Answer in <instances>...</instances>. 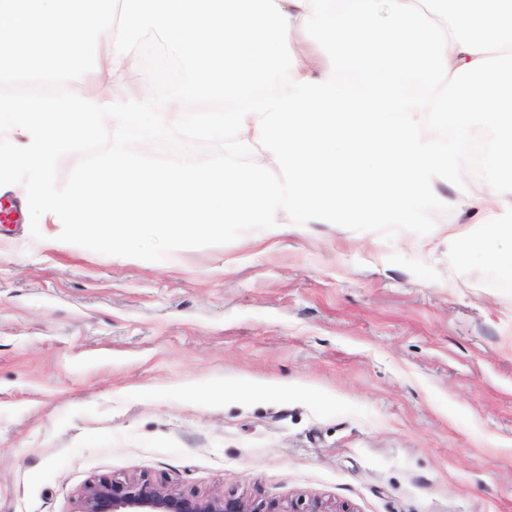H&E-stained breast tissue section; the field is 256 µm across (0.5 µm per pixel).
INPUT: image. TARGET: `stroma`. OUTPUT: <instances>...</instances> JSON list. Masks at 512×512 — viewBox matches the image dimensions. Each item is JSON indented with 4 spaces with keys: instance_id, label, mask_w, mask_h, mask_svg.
<instances>
[{
    "instance_id": "1",
    "label": "stroma",
    "mask_w": 512,
    "mask_h": 512,
    "mask_svg": "<svg viewBox=\"0 0 512 512\" xmlns=\"http://www.w3.org/2000/svg\"><path fill=\"white\" fill-rule=\"evenodd\" d=\"M0 225V512L104 479L279 512H512V295L445 236L309 224L159 262ZM254 381L250 398L205 397Z\"/></svg>"
}]
</instances>
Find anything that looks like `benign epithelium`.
I'll return each mask as SVG.
<instances>
[{
    "label": "benign epithelium",
    "mask_w": 512,
    "mask_h": 512,
    "mask_svg": "<svg viewBox=\"0 0 512 512\" xmlns=\"http://www.w3.org/2000/svg\"><path fill=\"white\" fill-rule=\"evenodd\" d=\"M78 512H276L219 496L202 497L169 490L149 479H106L86 487Z\"/></svg>",
    "instance_id": "7a95c632"
}]
</instances>
